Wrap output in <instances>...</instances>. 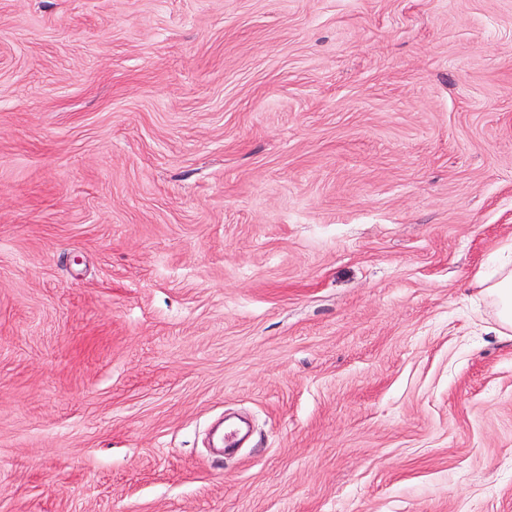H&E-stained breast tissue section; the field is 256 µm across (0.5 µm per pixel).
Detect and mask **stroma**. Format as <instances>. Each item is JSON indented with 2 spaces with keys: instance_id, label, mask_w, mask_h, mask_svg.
I'll use <instances>...</instances> for the list:
<instances>
[{
  "instance_id": "obj_1",
  "label": "stroma",
  "mask_w": 512,
  "mask_h": 512,
  "mask_svg": "<svg viewBox=\"0 0 512 512\" xmlns=\"http://www.w3.org/2000/svg\"><path fill=\"white\" fill-rule=\"evenodd\" d=\"M505 253L512 0H0V512H512ZM475 286L482 288V293L492 298L496 306L498 324L501 329L497 333L501 336H510L512 330V268L509 264L502 265L497 273V278H477Z\"/></svg>"
}]
</instances>
